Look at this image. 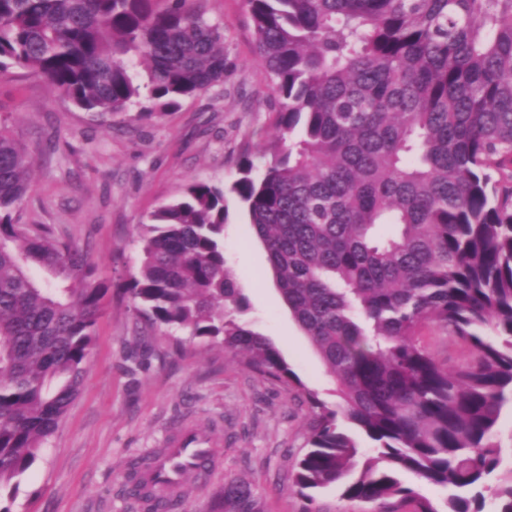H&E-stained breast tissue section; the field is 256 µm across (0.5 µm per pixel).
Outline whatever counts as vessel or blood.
<instances>
[{
  "label": "vessel or blood",
  "mask_w": 512,
  "mask_h": 512,
  "mask_svg": "<svg viewBox=\"0 0 512 512\" xmlns=\"http://www.w3.org/2000/svg\"><path fill=\"white\" fill-rule=\"evenodd\" d=\"M217 457L213 442L194 429L187 428L169 443L156 449L149 464L138 473L145 493L174 498L182 492L186 473L202 476L215 468Z\"/></svg>",
  "instance_id": "obj_1"
}]
</instances>
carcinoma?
Instances as JSON below:
<instances>
[{
    "instance_id": "obj_1",
    "label": "carcinoma",
    "mask_w": 512,
    "mask_h": 512,
    "mask_svg": "<svg viewBox=\"0 0 512 512\" xmlns=\"http://www.w3.org/2000/svg\"><path fill=\"white\" fill-rule=\"evenodd\" d=\"M200 2L0 0V76L25 70L102 119L173 108L224 82V27ZM244 2L277 127L302 135L229 188L191 183L150 212L125 292L149 325L301 390L310 433L291 481L308 499L335 484L373 512H486L490 491L491 512H512V482L489 485L512 404V0ZM34 163L0 120V488L79 395L111 288L83 250L21 223ZM229 194L338 403L232 317L245 299L224 253ZM429 327L465 359L443 362ZM219 508L258 512L255 492L232 480Z\"/></svg>"
}]
</instances>
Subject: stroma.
I'll return each mask as SVG.
<instances>
[{
	"mask_svg": "<svg viewBox=\"0 0 512 512\" xmlns=\"http://www.w3.org/2000/svg\"><path fill=\"white\" fill-rule=\"evenodd\" d=\"M224 27L223 83L146 119L101 124L44 82L0 79V119L33 151L23 221L87 251L111 278L77 399L39 457L0 505L11 512H143L126 492L129 464L185 428L212 437L219 467L188 478L177 512H207L224 483L255 490L261 512H365L337 487L306 501L290 473L306 451L308 406L297 388L262 377L223 348L146 328L122 284L140 263L138 226L192 182L231 183L243 159L262 164L280 133L277 99L254 52L244 0H203ZM224 252L247 301L237 320L272 341L305 386L336 403V385L296 325L252 234L230 203Z\"/></svg>",
	"mask_w": 512,
	"mask_h": 512,
	"instance_id": "obj_1",
	"label": "stroma"
}]
</instances>
